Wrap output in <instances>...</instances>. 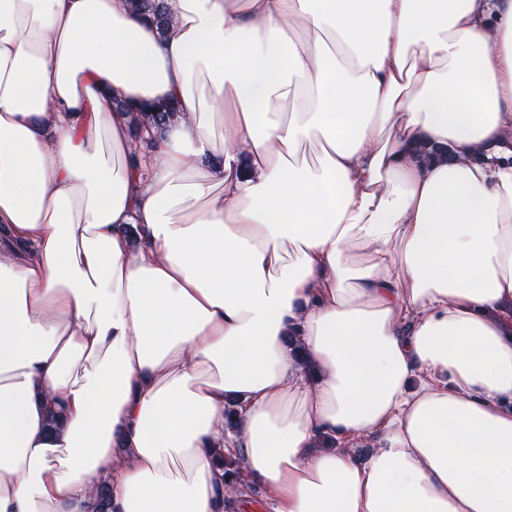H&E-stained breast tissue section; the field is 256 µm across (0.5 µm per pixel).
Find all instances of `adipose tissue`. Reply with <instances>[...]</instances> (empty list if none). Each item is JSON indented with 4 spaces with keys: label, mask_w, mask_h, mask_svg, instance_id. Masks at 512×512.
Masks as SVG:
<instances>
[{
    "label": "adipose tissue",
    "mask_w": 512,
    "mask_h": 512,
    "mask_svg": "<svg viewBox=\"0 0 512 512\" xmlns=\"http://www.w3.org/2000/svg\"><path fill=\"white\" fill-rule=\"evenodd\" d=\"M165 4L0 0V512H512V0ZM136 9L149 16L162 30L169 23V15L163 0H135Z\"/></svg>",
    "instance_id": "ef3b65f1"
}]
</instances>
